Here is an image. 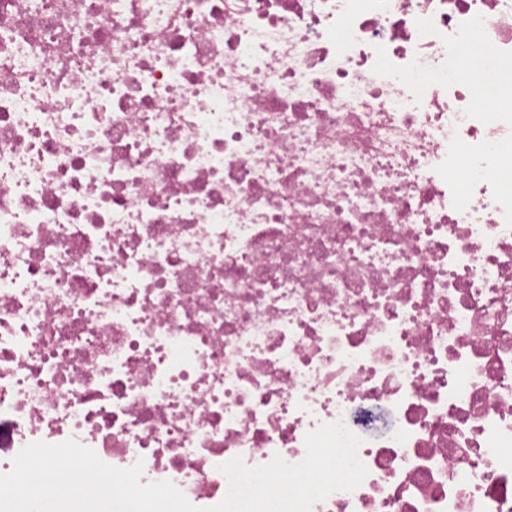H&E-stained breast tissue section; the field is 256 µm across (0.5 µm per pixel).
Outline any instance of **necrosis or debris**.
I'll list each match as a JSON object with an SVG mask.
<instances>
[{
  "mask_svg": "<svg viewBox=\"0 0 512 512\" xmlns=\"http://www.w3.org/2000/svg\"><path fill=\"white\" fill-rule=\"evenodd\" d=\"M511 159L512 0H0V474L341 419L311 512H512Z\"/></svg>",
  "mask_w": 512,
  "mask_h": 512,
  "instance_id": "necrosis-or-debris-1",
  "label": "necrosis or debris"
}]
</instances>
